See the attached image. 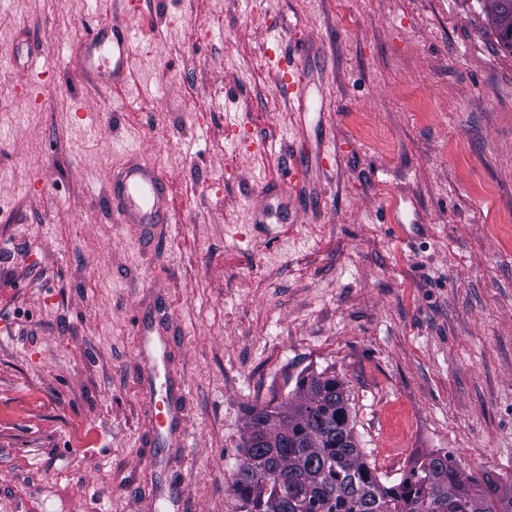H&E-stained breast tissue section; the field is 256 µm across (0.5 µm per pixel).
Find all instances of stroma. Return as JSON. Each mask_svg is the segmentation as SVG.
Returning a JSON list of instances; mask_svg holds the SVG:
<instances>
[{"label":"stroma","instance_id":"stroma-1","mask_svg":"<svg viewBox=\"0 0 512 512\" xmlns=\"http://www.w3.org/2000/svg\"><path fill=\"white\" fill-rule=\"evenodd\" d=\"M113 19L126 79L82 81ZM0 55V512H236L248 407L312 372L382 481L438 450L512 475V54L481 0H0ZM134 159L170 183L152 241L110 208ZM145 326L185 394L165 437ZM134 39L132 30H119L115 21L99 24L86 38L87 52L80 61L71 64L73 70L85 77H91L93 69L111 68L112 82L124 80L131 56ZM166 351L165 338L152 336L149 333L142 334L140 354L143 359V375L140 384L150 398H154L157 394L156 380L165 367Z\"/></svg>","mask_w":512,"mask_h":512}]
</instances>
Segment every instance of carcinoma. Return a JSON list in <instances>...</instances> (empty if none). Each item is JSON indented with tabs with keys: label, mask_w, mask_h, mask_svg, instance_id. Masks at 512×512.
<instances>
[{
	"label": "carcinoma",
	"mask_w": 512,
	"mask_h": 512,
	"mask_svg": "<svg viewBox=\"0 0 512 512\" xmlns=\"http://www.w3.org/2000/svg\"><path fill=\"white\" fill-rule=\"evenodd\" d=\"M512 53V0H484ZM345 383L298 379L283 409L251 406L230 489L238 512H512V479L461 467L448 452L416 453L399 482L375 475L354 435Z\"/></svg>",
	"instance_id": "1"
}]
</instances>
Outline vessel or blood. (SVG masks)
Here are the masks:
<instances>
[{"instance_id":"b4317fda","label":"vessel or blood","mask_w":512,"mask_h":512,"mask_svg":"<svg viewBox=\"0 0 512 512\" xmlns=\"http://www.w3.org/2000/svg\"><path fill=\"white\" fill-rule=\"evenodd\" d=\"M134 35L109 23L99 24L86 39L84 58L74 62L73 70L90 77L93 70L108 68L113 82H122L131 56ZM112 210L119 222L137 225L150 234L155 225L168 221V185L156 167L139 160L124 166L113 177ZM167 341L160 336L143 334L140 354L143 359L141 387L149 396L157 395L156 380L165 367ZM158 396V395H157Z\"/></svg>"}]
</instances>
